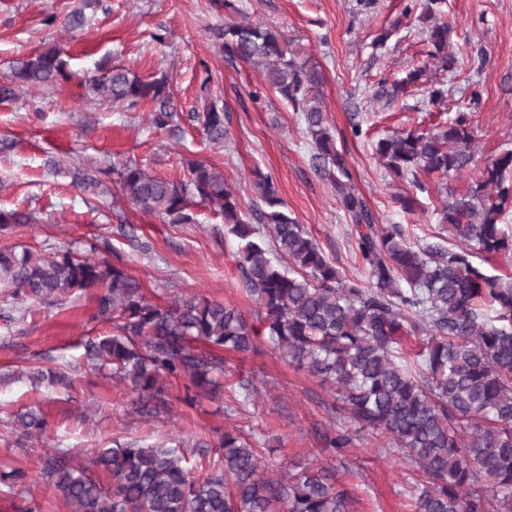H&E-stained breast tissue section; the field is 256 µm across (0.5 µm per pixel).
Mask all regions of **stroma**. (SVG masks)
I'll return each instance as SVG.
<instances>
[{
  "instance_id": "obj_1",
  "label": "stroma",
  "mask_w": 512,
  "mask_h": 512,
  "mask_svg": "<svg viewBox=\"0 0 512 512\" xmlns=\"http://www.w3.org/2000/svg\"><path fill=\"white\" fill-rule=\"evenodd\" d=\"M407 0H240L251 21L275 26L287 37L298 62L322 77L321 106L336 149L350 168L356 192L377 224L403 225L414 241L454 246L449 225L436 211L446 190L465 194L488 159L512 149V0H446L442 17L449 43L461 57L457 71L428 68L427 78L397 97L387 92L416 66H426V29ZM80 0H0V80L11 62L58 45L69 61L71 79L60 87H29L20 98L0 102V206L32 213L36 221L7 231L5 242L37 253L70 244L86 247L94 236L109 237L130 273L149 297L199 296L232 304L247 316L256 305L238 268V243L213 208L195 204L192 224L123 205L109 210L73 187L68 177L49 174L47 165L132 159L151 175L182 181L186 163L204 160L251 204L253 170L269 174L288 212L303 224L343 276L359 278L354 228L329 181L313 167V154L299 113L266 83L261 67L225 58L216 36L224 9L216 0H98L87 10L84 29L67 31L66 17ZM164 34L157 43L155 34ZM482 65H473L474 57ZM110 58L144 79L169 76L177 112L163 129L151 126V105L128 110L92 99L85 80L96 62ZM448 88L446 107L433 113L428 89ZM226 106L230 136L206 141L191 115L205 98ZM470 113L476 166L442 184L393 177L375 154V143L397 129L429 128L440 119ZM360 135H353V126ZM414 200L404 211L397 195ZM130 223L139 240L131 245L119 226ZM91 294L63 296L45 304H17L0 297V464L24 468L25 492L0 485V512H68L41 476L46 456L65 452L90 456L113 440L177 448L189 465L217 458L218 437L235 428L263 439V462L280 472L295 465L323 466L347 489L355 512H412L411 488L418 472L383 447L371 431L342 425V404L328 386L283 362L258 337L255 351L230 352L235 371L252 378L260 391L241 407L231 388L215 399L184 401L183 381H171L167 406L142 412L137 394L109 372L88 364L84 344L105 332L91 322ZM63 369L73 380L66 390L33 385L28 368ZM41 408L48 426L42 440H26L15 423L26 405ZM343 429V452L325 445Z\"/></svg>"
}]
</instances>
